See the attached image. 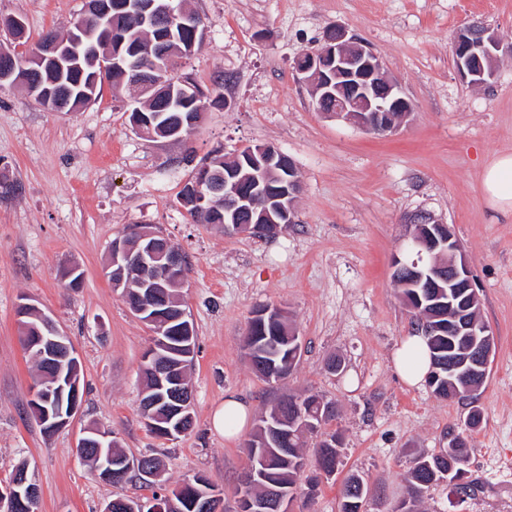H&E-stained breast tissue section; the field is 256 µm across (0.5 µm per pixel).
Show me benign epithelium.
Masks as SVG:
<instances>
[{
  "mask_svg": "<svg viewBox=\"0 0 512 512\" xmlns=\"http://www.w3.org/2000/svg\"><path fill=\"white\" fill-rule=\"evenodd\" d=\"M127 11L144 20L165 23L172 18L179 20L180 30L190 34L186 49L181 54L194 51L197 42L204 36V27L199 18L183 11L175 0H119L112 3L102 0L95 5L85 6L84 12L109 18V21L95 26L98 43L84 40L85 24H77V30L65 39L55 35L46 37L37 52L26 63L18 56L0 48V85L21 83L38 100H43L41 85L31 81L32 75L45 69L60 73L75 65L74 59L86 55L92 67L93 78L104 79L115 72L117 62L112 59V10ZM502 50L497 35L478 21L471 22L459 30L454 47L455 69L462 80L481 85L493 76L498 52ZM146 52H153L171 63L176 60L173 50L165 44L138 42L129 53L138 58ZM295 71L310 87L317 111L327 118L348 121L355 126L375 134L388 135L398 129L397 122L412 111L411 102L402 95L397 84L389 78L379 56L357 38L347 36L339 26H330L324 31L320 48L308 52L307 56L294 61ZM134 87L138 93L154 92L153 98L173 103L174 87L160 84L154 72L141 71L136 74ZM163 113L143 115L140 112L131 118L134 128L146 133V128L156 127L157 134L150 138L179 140L183 131L195 128L201 121L202 112L197 109L186 112L177 124L161 121ZM247 161L256 172L239 177L233 169ZM228 175L224 182H216L212 173L199 177L189 185L200 205L208 212L217 205L224 209L225 229H235L239 234L273 235L283 224L295 222V201L300 193V180L291 158L274 145L246 146L235 157L225 162ZM415 226L412 246L417 260L407 264L400 258L394 260L393 277L405 271L412 272V279L401 283L404 288H437L439 293L448 294V307L455 308L453 322L448 324V335L459 336L470 351L465 359L469 383L468 393L473 394L485 381L491 356L495 347V336L489 327L471 316V309L479 300L473 287L470 269L462 255V248L452 228L429 215L416 214L409 218ZM137 274L134 315L140 317L153 330V344L145 356V369L152 380L155 394L142 402L145 425L165 439H175L188 432V422L193 420V402L189 397L187 370L184 363H176L170 357V342L166 327L179 322L183 338L182 357L193 355L192 322L183 308L184 301L169 302L168 297L159 293L161 283L170 280L180 284L184 280L183 254L163 234L144 226H133L127 233L112 240L107 274L112 287L128 293L132 274ZM21 316L36 320L32 325L35 335L31 348L36 358L47 364L56 360L71 362L80 367L68 337L59 330L54 320L40 312L32 303L20 304ZM52 377L43 373L38 387L43 398L32 397L37 420L43 429L52 432L66 426L80 409L79 386H74L67 411L50 405L54 385ZM260 428L267 437L260 445L261 454L280 446L288 430L283 428L279 418L266 419ZM94 446L98 449L112 447L108 434L88 429L82 433L77 447ZM102 477L118 482L129 474L141 478H154L157 468H147L138 458L125 456L117 466L112 465V455L99 464ZM220 495L212 493L202 485L194 507L199 512H215ZM293 494L288 490L271 485L265 487L259 496L253 492L237 494L236 512H290L289 504ZM38 499V487L29 481L23 472L0 492V512H14L17 504ZM177 508L172 498L143 501L141 499L109 502L104 512H172Z\"/></svg>",
  "mask_w": 512,
  "mask_h": 512,
  "instance_id": "7a95c632",
  "label": "benign epithelium"
}]
</instances>
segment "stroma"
Instances as JSON below:
<instances>
[{"label": "stroma", "instance_id": "obj_1", "mask_svg": "<svg viewBox=\"0 0 512 512\" xmlns=\"http://www.w3.org/2000/svg\"><path fill=\"white\" fill-rule=\"evenodd\" d=\"M84 0H0L26 36L0 28V45L26 57L44 33L67 36ZM205 28L181 61L210 96L182 140H151L129 122L135 102L104 82L95 103L55 112L25 89L0 86V488L26 465L37 512H103L114 498L151 497L203 476L236 508L249 465V431L229 439L212 426L232 392L250 422L282 396L335 402L341 463L316 492L299 483L296 512H338L348 474L364 477L366 512H392L414 459L467 432L468 494L446 482L423 494L420 512H512V214L484 199L483 164L512 151V0H182ZM479 21L500 37L493 79L458 76L452 43ZM339 24L376 52L413 110L395 133L377 135L317 112L293 68ZM272 144L293 160L302 190L297 221L272 237L195 223L179 196L212 152L232 158ZM428 213L453 227L496 337L488 375L473 399L443 400L409 386L394 368L416 316L392 278L409 254L407 217ZM131 224L161 231L188 261L182 288L196 331L190 367L194 425L169 441L146 428L141 368L152 331L104 272L113 238ZM79 267L80 287L65 272ZM36 305L72 340L84 375L80 411L45 432L29 415L36 368L18 333L17 307ZM284 307L303 352L288 379L253 373L244 346L252 313ZM483 421L466 431L471 407ZM109 432L129 456L158 457L154 483L111 484L77 452L85 428Z\"/></svg>", "mask_w": 512, "mask_h": 512}]
</instances>
